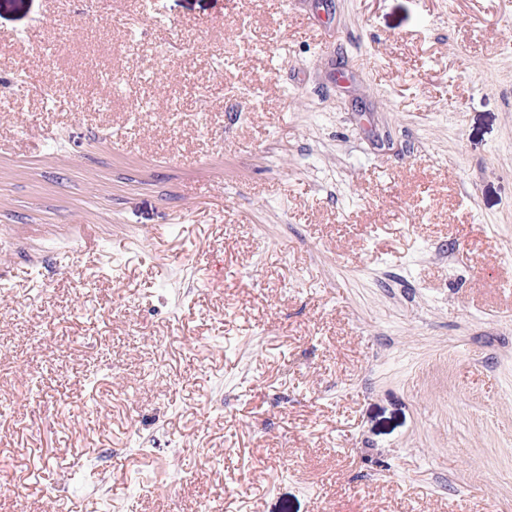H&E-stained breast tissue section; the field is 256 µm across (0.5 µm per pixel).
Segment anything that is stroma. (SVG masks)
<instances>
[{
    "instance_id": "35a3bbf8",
    "label": "stroma",
    "mask_w": 512,
    "mask_h": 512,
    "mask_svg": "<svg viewBox=\"0 0 512 512\" xmlns=\"http://www.w3.org/2000/svg\"><path fill=\"white\" fill-rule=\"evenodd\" d=\"M0 512H512V0H0Z\"/></svg>"
}]
</instances>
